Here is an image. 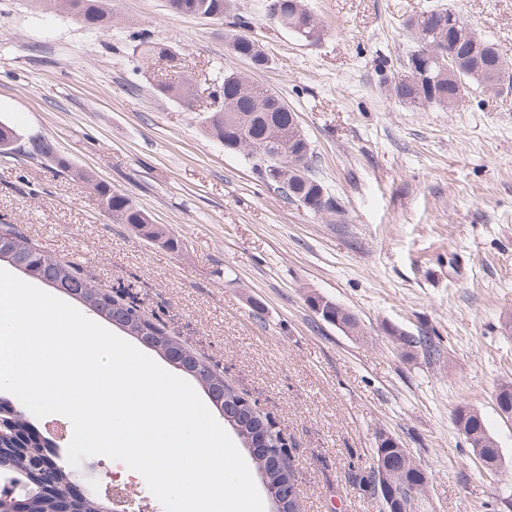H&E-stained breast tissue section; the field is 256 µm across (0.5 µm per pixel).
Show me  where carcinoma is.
Here are the masks:
<instances>
[{
  "mask_svg": "<svg viewBox=\"0 0 512 512\" xmlns=\"http://www.w3.org/2000/svg\"><path fill=\"white\" fill-rule=\"evenodd\" d=\"M167 2L169 9L176 14H214L221 20L231 18L228 32L232 54L260 63L269 62L262 46L243 32L248 21L241 15L230 13L229 0ZM32 3L40 11L66 12L89 28L105 26L114 18L112 0H32ZM448 11L447 7L433 8L407 22L406 27L414 33L415 47L402 60L400 71L387 79L388 91L398 103L411 108L437 107L454 112L466 106L471 89L487 88V74L503 69L509 72L503 86L512 88V63L503 59L494 44L477 34L468 22L459 27L449 24ZM300 21L325 32L323 23L304 6L297 15L285 8L277 18L278 24L286 30ZM428 42L447 48L451 59L439 62L424 58ZM135 50L147 63L164 59L174 61L168 49L144 38L139 39ZM418 64L425 67L427 77L411 82L398 81L402 73L410 72ZM156 91L187 105L192 104L194 97L193 86L187 78L161 83ZM278 99L280 96L275 91L251 82L233 69L226 70L221 104L205 118V131L222 144L240 143L235 152L255 159L253 166L262 182L283 199L297 203L311 194L326 191V188L315 176L311 143L304 131L295 125V113L287 106L277 107L275 101ZM21 150L32 157L48 160L78 180L91 183L87 173L73 167L68 159L55 155L46 140L30 137L23 142L14 127L1 122L0 156ZM300 153L309 154L310 164L295 173L288 167V156ZM92 190L98 206L112 217L113 223L142 228L168 248H177L175 238L153 223L150 215L126 194L101 182L92 183ZM1 243L13 251L18 262L37 274V281L75 299L108 322L126 324L134 332L146 331L151 338L150 347L163 353L173 352L172 361L192 370V378L201 388L223 389L224 416L237 427L240 437H247L259 428L274 454L285 451V438L278 422L263 413L247 417L253 403L225 383L221 372L189 348L184 346L173 351L174 340L165 326L146 315L140 301L131 293L112 295L102 291L71 264L53 259L17 232H0ZM403 345L409 349L419 348L429 356L438 354V346L428 336H411L403 340ZM457 412L463 414L465 438L479 446L480 455L485 460L501 464L500 448L491 437L484 417L467 405L458 407ZM0 417L6 419V428L0 434V483L10 488L18 484L23 488L21 498L31 504L28 512H59L58 487L75 490L74 479L78 473L66 459L57 456L49 470L46 462L49 453L25 450L22 442L38 443L37 428L25 408L6 391H0ZM73 503L78 506L76 512H109L104 501L83 494H75Z\"/></svg>",
  "mask_w": 512,
  "mask_h": 512,
  "instance_id": "obj_1",
  "label": "carcinoma"
}]
</instances>
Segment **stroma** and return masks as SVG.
Segmentation results:
<instances>
[{"instance_id":"stroma-1","label":"stroma","mask_w":512,"mask_h":512,"mask_svg":"<svg viewBox=\"0 0 512 512\" xmlns=\"http://www.w3.org/2000/svg\"><path fill=\"white\" fill-rule=\"evenodd\" d=\"M271 2L232 0L270 58L254 71L230 52L225 24L166 0H113L112 25L96 30L0 0V122L129 196L180 247L113 223L89 182L21 153L0 156V225L101 289H132L176 341L275 415L302 512H382L354 480L382 432L424 471L431 512H507L512 418L495 392L512 384V89L418 111L384 80L413 46L406 20L441 4L512 59V0H303L326 28L317 42L281 29ZM137 34L178 66L141 62ZM228 69L297 113L346 223L282 199L252 160L204 133ZM182 77L191 105L153 94ZM314 293L352 313L359 333L317 317ZM401 330L432 337L440 355L405 351ZM464 402L499 445L497 474L454 423Z\"/></svg>"}]
</instances>
